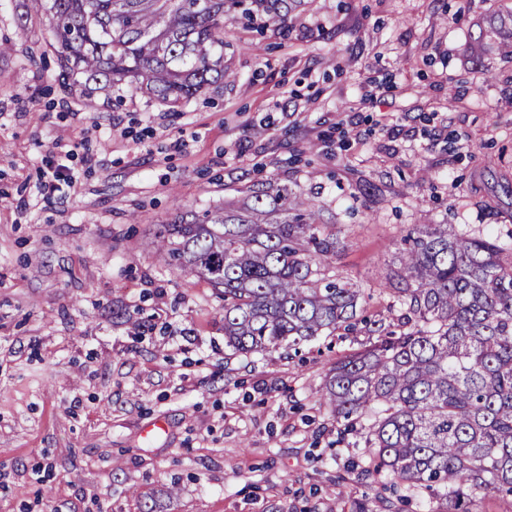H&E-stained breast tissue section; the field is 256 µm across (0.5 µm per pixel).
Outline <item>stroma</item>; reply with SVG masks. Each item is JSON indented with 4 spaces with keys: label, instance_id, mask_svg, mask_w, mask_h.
I'll list each match as a JSON object with an SVG mask.
<instances>
[{
    "label": "stroma",
    "instance_id": "1",
    "mask_svg": "<svg viewBox=\"0 0 512 512\" xmlns=\"http://www.w3.org/2000/svg\"><path fill=\"white\" fill-rule=\"evenodd\" d=\"M30 4L0 0V512H387L320 399L362 337L245 359L155 233L288 184L392 319L411 225L512 234V35L487 25L512 0H302L285 36L228 18L227 78L176 112L130 87L85 109L19 30ZM62 163L73 187L44 193Z\"/></svg>",
    "mask_w": 512,
    "mask_h": 512
}]
</instances>
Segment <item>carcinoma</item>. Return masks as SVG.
I'll list each match as a JSON object with an SVG mask.
<instances>
[{
    "mask_svg": "<svg viewBox=\"0 0 512 512\" xmlns=\"http://www.w3.org/2000/svg\"><path fill=\"white\" fill-rule=\"evenodd\" d=\"M298 0H35L20 26L46 27L56 81L93 98L127 85L176 112L224 79V16L288 30ZM222 207L160 225L169 261L207 283L224 344L251 357L363 325L373 342L338 361L323 387L336 420L358 426L371 481L407 504L482 512L512 498V241L423 224L404 236L386 289L397 324L357 317L360 289L336 273L344 241L288 184H254Z\"/></svg>",
    "mask_w": 512,
    "mask_h": 512,
    "instance_id": "carcinoma-1",
    "label": "carcinoma"
}]
</instances>
